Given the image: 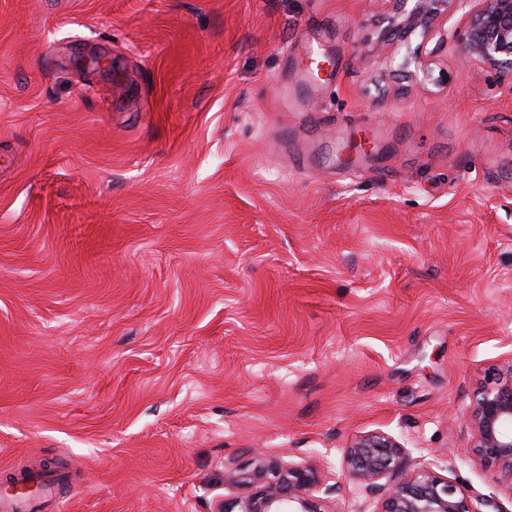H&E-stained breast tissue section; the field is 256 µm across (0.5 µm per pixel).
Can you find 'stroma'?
<instances>
[{"label": "stroma", "mask_w": 512, "mask_h": 512, "mask_svg": "<svg viewBox=\"0 0 512 512\" xmlns=\"http://www.w3.org/2000/svg\"><path fill=\"white\" fill-rule=\"evenodd\" d=\"M393 0H0V477L60 461L68 512H218L224 468L384 432L472 512H512L470 413L512 361V83L462 10L370 51ZM331 58L306 89L286 57ZM102 49L115 70L85 68ZM373 157L336 166L349 124Z\"/></svg>", "instance_id": "1"}]
</instances>
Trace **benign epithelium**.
Listing matches in <instances>:
<instances>
[{
    "instance_id": "1",
    "label": "benign epithelium",
    "mask_w": 512,
    "mask_h": 512,
    "mask_svg": "<svg viewBox=\"0 0 512 512\" xmlns=\"http://www.w3.org/2000/svg\"><path fill=\"white\" fill-rule=\"evenodd\" d=\"M469 4L460 38L461 56L485 63L512 78V0H394L396 12L377 35L375 48L406 41L420 32L423 39H448L443 28L455 4ZM83 64L112 72V58L92 55ZM476 448L482 460L512 475V363L506 373L488 379L473 411ZM403 447L391 436L376 433L347 449V473L370 491L379 481L395 477L380 512H471L465 497L447 480L429 471L409 473L403 466ZM229 485L247 484L253 491L224 503L219 512H320L315 505L321 479L306 465L260 466L249 477L231 467L224 472Z\"/></svg>"
}]
</instances>
